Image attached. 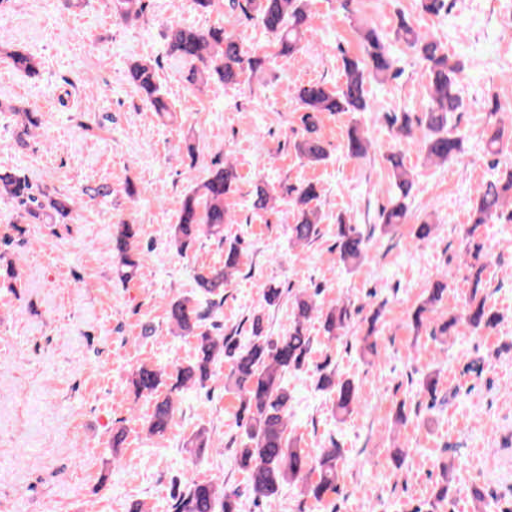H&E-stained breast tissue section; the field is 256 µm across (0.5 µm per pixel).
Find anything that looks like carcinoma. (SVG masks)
<instances>
[{"instance_id":"obj_1","label":"carcinoma","mask_w":512,"mask_h":512,"mask_svg":"<svg viewBox=\"0 0 512 512\" xmlns=\"http://www.w3.org/2000/svg\"><path fill=\"white\" fill-rule=\"evenodd\" d=\"M245 2L243 14L258 20L276 40L277 54L292 57L302 49L309 13L305 0H232L238 5ZM112 9L126 22H135L145 11V0H112ZM167 55L187 67L188 81L201 88L212 82L237 86L245 75L257 73L263 60L253 56L242 42L222 27L206 31L193 26L172 23L167 28ZM363 58L344 57V85L336 92L320 83L299 86L294 94L300 109L304 133L294 141L296 154L311 164L327 159V152L318 136L321 115L329 112H364L368 108L366 85L371 81L384 83L398 75L395 60L379 34L374 29L360 33ZM394 39L412 49L426 64V77L431 105L423 120L413 123L403 115L396 128L394 151L389 155L391 177L398 194L381 215L386 232L406 223L409 205L407 200L413 187V173L403 159V148L414 142L422 143L425 159L432 164H445L461 155V135L448 129L449 117L463 107L459 92L462 61L448 52L431 35L420 31L405 18H400L394 29ZM12 66L30 78L40 75V62L35 55L23 50L7 52ZM129 75L142 100L158 115L169 112L156 67L145 61L130 65ZM11 112L22 126V134L37 128L40 119L36 113L0 101V112ZM371 142L357 125L348 129L347 152L353 159L365 157ZM237 174L229 161L209 170L201 183L184 194L177 202L178 222L173 226L172 240L176 249L184 253L197 239L206 234L224 244V261L219 265L198 268L194 275L196 294L183 296L168 303L167 318L174 331L181 336L196 339L192 360L175 368L169 374L162 367L141 365L132 378L138 396L154 399L147 429L153 435H162L170 427L174 415L175 398L184 389L203 387L215 376L214 367L220 357L231 361L225 375L224 387L237 394L244 414L247 441L238 452L239 467L247 474L255 499H274L285 483L303 482L304 493L318 502L336 492L338 460L341 449L336 444L322 449L314 467H309L308 457L298 440L288 435V409L292 395L288 391L286 375L300 369L312 346L307 324L318 312L316 302L309 296L295 299L288 330L272 338L265 334L263 317L251 319V336L241 345L230 336L216 339L202 330L205 321L216 306L224 300V288L240 272L245 252L238 240L224 238V225L233 219L224 209V198L233 191ZM289 202L298 211L296 223L288 225L290 241L298 246L310 244L317 235L318 215L312 202L319 199L316 187L308 183L286 189ZM0 200L17 208L14 230L22 232L21 224H49L65 222L75 212L77 200L64 193H34L28 178L19 172L0 169ZM279 196L264 181L255 184L252 191V208L267 211L276 208ZM512 202V172L494 178L482 185L471 200L470 221L489 224L504 217L505 207ZM140 238L137 224L117 225L112 236V255L117 259L116 275L123 281L135 278L141 256L136 243ZM12 238H0V280H13L16 272L12 264H1L8 254ZM336 250L340 260L349 268L359 266L365 257V237L352 224L339 222L336 227ZM476 269L471 293L460 318L453 317L432 329L433 338L445 339L459 321L474 329H491L500 316L487 305V297L480 289L483 267ZM447 281L436 283L427 297L415 309L413 320L421 326L431 319L437 305L443 300ZM324 336L334 340L344 335L351 311L345 304L321 314ZM317 387L336 392L335 410L341 416L351 415L359 404V393L351 380H336V371L325 362L318 366ZM169 384L165 396L158 395L159 388ZM317 473L314 481H302L309 470ZM173 512H240L235 494L220 488L214 480L187 479L182 490L173 495Z\"/></svg>"}]
</instances>
